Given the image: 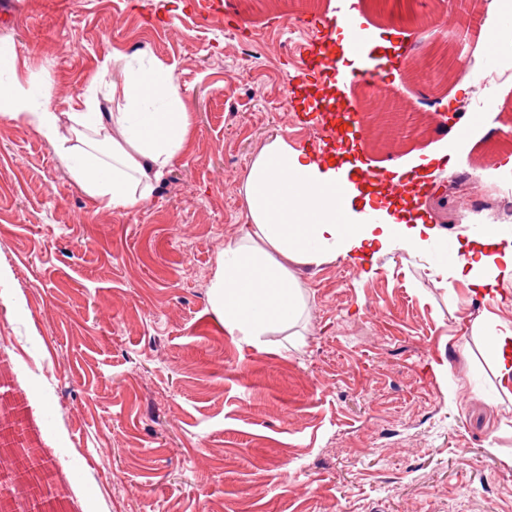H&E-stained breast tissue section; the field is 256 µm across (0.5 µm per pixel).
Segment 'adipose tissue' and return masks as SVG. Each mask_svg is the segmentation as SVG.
<instances>
[{
	"instance_id": "1",
	"label": "adipose tissue",
	"mask_w": 512,
	"mask_h": 512,
	"mask_svg": "<svg viewBox=\"0 0 512 512\" xmlns=\"http://www.w3.org/2000/svg\"><path fill=\"white\" fill-rule=\"evenodd\" d=\"M48 80L23 71L13 44L0 41V118L23 123L53 148L70 179L96 204L126 209L149 201L194 126L174 66L150 55L124 57L114 77L102 65L70 112L51 104ZM248 211L244 235L229 241L214 271L209 301L225 330L255 346L304 309L293 265L318 266L404 250L475 287L512 284V226L485 225L475 248L448 261V243L406 212L356 205L359 188L336 192V168L281 137L267 142L240 185ZM502 390L512 389V328L486 329Z\"/></svg>"
}]
</instances>
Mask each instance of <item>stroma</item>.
Masks as SVG:
<instances>
[{
  "label": "stroma",
  "instance_id": "1",
  "mask_svg": "<svg viewBox=\"0 0 512 512\" xmlns=\"http://www.w3.org/2000/svg\"><path fill=\"white\" fill-rule=\"evenodd\" d=\"M406 2L398 16L388 0L355 5L368 53L386 60L376 79L414 126L395 157L416 173L443 153L484 196L512 200V80L488 89L459 138L435 115L455 82L407 73L446 44L466 84L483 80L477 45L438 23L471 0ZM300 3L225 0L203 20L188 0H0V41L50 80L58 111L107 58L149 53L175 66L195 118L151 200L128 209L94 204L46 140L0 119V384L22 394L0 425L22 412L62 512H512V398L471 328L512 326V287L444 282L396 250L368 277L347 259L296 266L303 318L257 347L211 311L217 261L248 222L225 175L242 180L279 136L327 154L309 109L335 76L312 70L307 46L335 6L303 15ZM427 184L424 220L469 250L486 219L458 223L469 186L441 173Z\"/></svg>",
  "mask_w": 512,
  "mask_h": 512
}]
</instances>
